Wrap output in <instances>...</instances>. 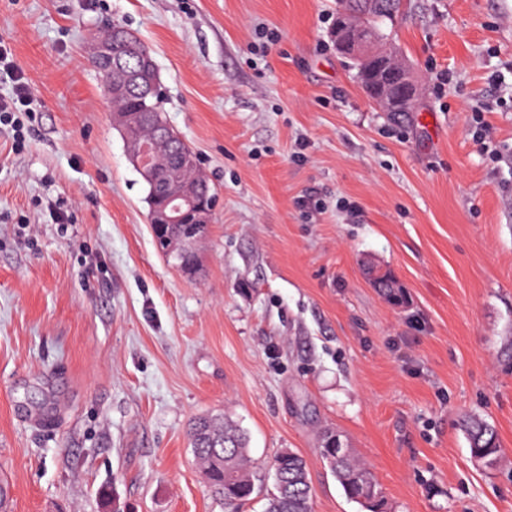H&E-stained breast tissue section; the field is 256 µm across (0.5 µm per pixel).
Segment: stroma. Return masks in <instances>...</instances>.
<instances>
[{"label":"stroma","mask_w":512,"mask_h":512,"mask_svg":"<svg viewBox=\"0 0 512 512\" xmlns=\"http://www.w3.org/2000/svg\"><path fill=\"white\" fill-rule=\"evenodd\" d=\"M336 0H0L32 97L0 128V485L11 512H225L188 428L226 413L265 480L283 449L313 512H363L335 430L390 512H512V0H404L418 83L382 111L327 37ZM108 24L150 49L167 123L217 194L199 272L152 237L88 60ZM502 150L473 137L472 108ZM390 270L386 302L365 268ZM504 458L471 460L463 416ZM109 487L113 499L99 491ZM333 430H327L322 438L321 457L342 486L345 495L369 512H384L385 497L372 470L354 457ZM336 437L340 448H333Z\"/></svg>","instance_id":"obj_1"}]
</instances>
